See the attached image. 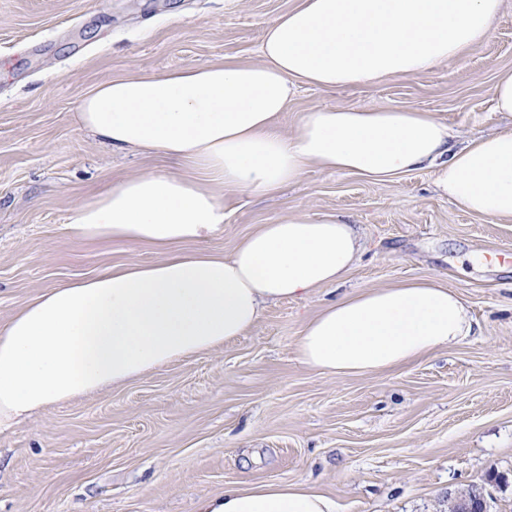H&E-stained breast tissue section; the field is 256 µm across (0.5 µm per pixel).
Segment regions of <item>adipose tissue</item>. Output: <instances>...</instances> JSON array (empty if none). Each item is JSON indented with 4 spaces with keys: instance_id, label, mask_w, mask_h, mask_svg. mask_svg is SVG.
Returning <instances> with one entry per match:
<instances>
[{
    "instance_id": "ef3b65f1",
    "label": "adipose tissue",
    "mask_w": 512,
    "mask_h": 512,
    "mask_svg": "<svg viewBox=\"0 0 512 512\" xmlns=\"http://www.w3.org/2000/svg\"><path fill=\"white\" fill-rule=\"evenodd\" d=\"M502 0H300L267 23L254 63L119 76L82 99L79 128L118 152L177 162L178 173L124 178L76 204L81 240L148 245L126 263L46 290L0 326V431L48 405L135 379L236 340L269 303L344 280L363 244L355 225L292 212L259 224L231 255L202 243L222 231L225 198L270 196L310 166L381 182L436 170L449 202L512 220V130L462 147L430 113L315 108L292 135L275 123L299 84L365 85L432 70L487 40ZM455 291L426 279L346 294L305 321L299 361L321 374L372 375L475 335ZM195 512H336L301 483L230 487Z\"/></svg>"
}]
</instances>
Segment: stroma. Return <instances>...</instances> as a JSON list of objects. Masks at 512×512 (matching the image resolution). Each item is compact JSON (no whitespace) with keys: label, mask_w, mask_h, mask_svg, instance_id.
Segmentation results:
<instances>
[{"label":"stroma","mask_w":512,"mask_h":512,"mask_svg":"<svg viewBox=\"0 0 512 512\" xmlns=\"http://www.w3.org/2000/svg\"><path fill=\"white\" fill-rule=\"evenodd\" d=\"M298 0H0V325L48 288L159 252L79 241L69 210L168 160L115 152L79 130L81 98L115 76L255 62L269 20ZM512 70V0L490 38L437 68L369 86L299 85L276 119L292 134L314 107L432 113L458 142L512 129L492 109ZM301 212L357 225L346 280L270 304L224 348L49 406L0 433V512H193L225 488L303 483L336 512H448L483 488L512 512V221L449 203L423 167L372 182L313 166L273 196L232 195L210 250ZM430 279L457 292L477 335L404 367L332 377L296 354L303 323L362 288Z\"/></svg>","instance_id":"35a3bbf8"}]
</instances>
